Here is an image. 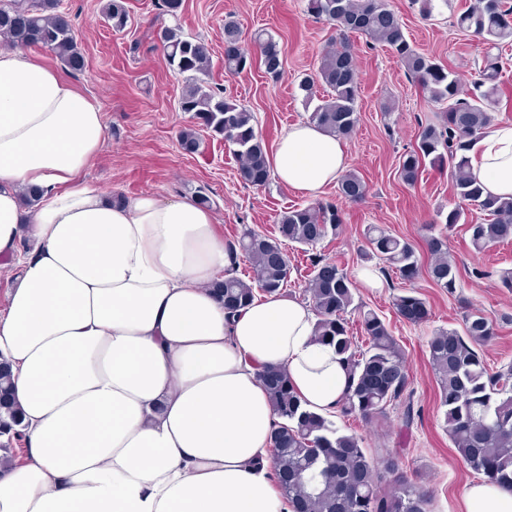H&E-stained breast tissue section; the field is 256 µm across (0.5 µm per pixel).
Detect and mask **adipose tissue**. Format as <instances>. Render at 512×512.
<instances>
[{"label":"adipose tissue","mask_w":512,"mask_h":512,"mask_svg":"<svg viewBox=\"0 0 512 512\" xmlns=\"http://www.w3.org/2000/svg\"><path fill=\"white\" fill-rule=\"evenodd\" d=\"M106 143L99 106L44 57L0 48V256L21 274L0 314L24 454L0 467V512H293L266 470L277 421L260 379L282 369L333 414L349 377L316 315L278 293L226 314L211 285L238 249L184 197L112 202L85 175ZM270 164L317 195L346 166L341 139L304 122ZM471 173L512 197V124L477 144ZM38 189L23 208L20 193ZM464 512H512L484 477Z\"/></svg>","instance_id":"adipose-tissue-1"}]
</instances>
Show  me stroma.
Wrapping results in <instances>:
<instances>
[{"instance_id":"stroma-1","label":"stroma","mask_w":512,"mask_h":512,"mask_svg":"<svg viewBox=\"0 0 512 512\" xmlns=\"http://www.w3.org/2000/svg\"><path fill=\"white\" fill-rule=\"evenodd\" d=\"M105 2L62 0L61 6L72 19L84 57L83 70L70 78L98 104L106 126V144L87 172L89 183L105 195L149 194L174 201L204 192L211 199L215 223L223 226L225 239L231 241L247 228L275 235L278 216L289 207L315 202L335 205L343 222L340 235H327L313 246L286 247L293 270L283 293L301 301L307 298L313 260L333 261L351 275L363 266L368 225H379L408 240L425 267L431 263L426 238L446 239L448 255L458 269L455 293L437 287L424 275L405 282L387 267L382 270L384 287L360 285L354 292L355 303L384 318L405 352L414 406L411 427L402 428L396 409L371 424L337 414L332 420L343 432L361 437L368 454L395 455L400 473L429 492L430 512H463L465 486L481 474L466 464L448 436L426 342L441 330H463L467 312L477 309L496 333L484 349L489 368L495 371L512 364V288L501 282L502 272L512 268V242L475 252L466 226L484 222L486 215L473 205L466 208V224H446L448 211L458 203L449 170L425 166L412 186L399 179L400 155L413 143L421 125L436 121L437 105L423 94L391 49L350 35L360 84L359 122L343 144L346 169L363 178L365 197L347 201L333 183L315 196L275 179L261 188L248 186L238 177L239 160L232 146L221 137L205 136L195 154L181 149L179 133L190 123L189 114L179 109L187 81L170 69L159 31L177 25L206 45L211 61L208 86L250 109L257 130L271 148L292 125L309 121L314 105L306 101L299 81L330 48L334 26L310 13L308 0H183V9L175 17L164 11L162 0H124L132 23L119 32L102 13ZM474 2L437 0L432 15L426 17L417 0H388L408 40L464 76L461 98L470 101L480 96L486 60L496 57L499 96L489 109L494 125L512 123V42L492 48L473 32L457 27L458 16ZM228 18L238 22L241 48L249 58L246 68L236 74L224 69V21ZM259 29L282 48L284 69L279 78H272L259 65V49L253 41ZM388 101L394 102L395 110L387 116L382 106ZM411 289L428 309L426 320L418 324L403 320L392 306L395 296Z\"/></svg>"}]
</instances>
